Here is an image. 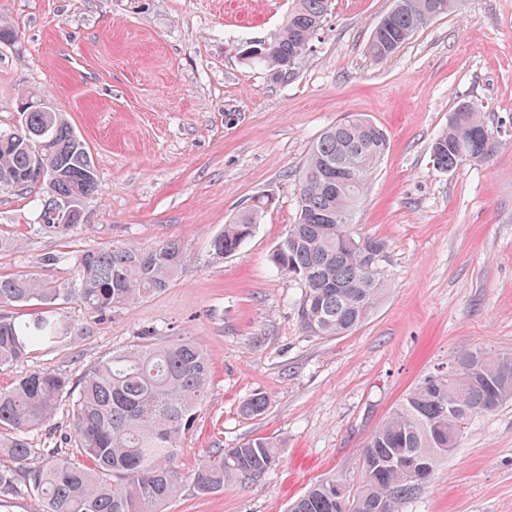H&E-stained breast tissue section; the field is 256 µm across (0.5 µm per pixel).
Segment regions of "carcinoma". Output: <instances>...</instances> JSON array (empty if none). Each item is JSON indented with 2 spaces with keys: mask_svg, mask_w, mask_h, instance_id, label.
<instances>
[{
  "mask_svg": "<svg viewBox=\"0 0 512 512\" xmlns=\"http://www.w3.org/2000/svg\"><path fill=\"white\" fill-rule=\"evenodd\" d=\"M432 0H394L374 27L367 53L385 60L436 15ZM331 0H294L279 37L258 53L242 50L273 79L294 73L328 14ZM21 128L0 132V188L39 185L36 231L67 238L82 225L85 200L99 187L95 162L63 114L23 100ZM485 127L478 109L459 105L432 145L434 164L456 168L480 149ZM389 148L382 128L351 116L313 143L297 184V217L271 254L280 271L299 281V315L313 336H341L360 327L384 291L368 248L386 246L361 235L351 214ZM74 208L69 224L51 220L58 205ZM267 200L258 197L216 234L218 256L236 252L252 236ZM187 261L182 244L149 248L111 244L74 256L69 277L57 281L28 273L0 275V304L36 306L24 320L0 317V369L48 349L76 331L58 315L71 301L103 317L168 288ZM211 390L210 358L197 341L182 337L142 342L91 365L76 381L34 370L0 389V426L13 431L3 447L16 467H0V497L28 493L41 512H159L177 497L183 475L176 464L183 436L193 429ZM72 411V455L53 448L35 454L31 434L50 423L60 404ZM512 402V353L467 349L448 367L418 380L361 449V475L353 488L330 478L312 486L289 512H399L459 447L472 421ZM268 398L255 394L240 415H262ZM277 461V443L257 437L236 448H213L191 474L199 495L233 481L258 477Z\"/></svg>",
  "mask_w": 512,
  "mask_h": 512,
  "instance_id": "obj_1",
  "label": "carcinoma"
}]
</instances>
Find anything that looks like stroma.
Segmentation results:
<instances>
[{"label":"stroma","instance_id":"35a3bbf8","mask_svg":"<svg viewBox=\"0 0 512 512\" xmlns=\"http://www.w3.org/2000/svg\"><path fill=\"white\" fill-rule=\"evenodd\" d=\"M394 0H332L289 79L242 56L274 41L293 0H0L17 41L0 47V131L38 96L84 140L100 188L70 238L38 235L41 189H0V274L65 279L76 252L175 238L187 262L160 294L103 318L71 302L75 340L0 371V389L34 369L79 378L102 357L157 337L197 338L212 387L177 465L191 476L213 448L278 444L259 478L219 493L185 488L164 512H287L328 477L358 481L360 450L422 376L468 348L512 352V0H462L389 59L366 46ZM462 103L499 143L486 163L444 172L431 143ZM390 147L352 215L385 240V290L343 336L310 335L302 289L270 261L296 217V182L313 142L350 115ZM272 203L235 253L212 237L253 198ZM53 254L57 265L45 267ZM266 412L240 416L254 394ZM399 512H512V403L477 418L459 448Z\"/></svg>","mask_w":512,"mask_h":512}]
</instances>
